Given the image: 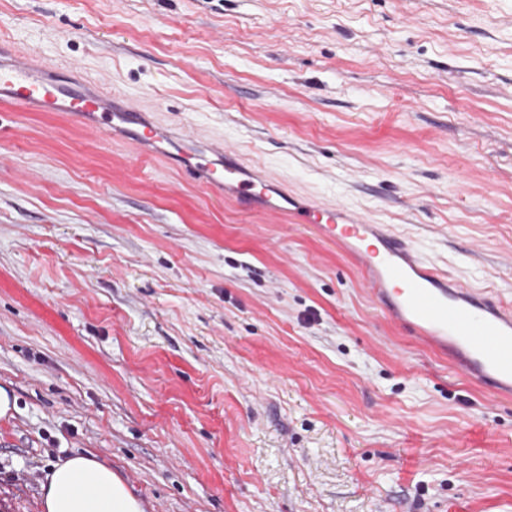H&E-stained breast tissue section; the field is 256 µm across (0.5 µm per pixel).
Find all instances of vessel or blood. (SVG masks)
<instances>
[{"mask_svg": "<svg viewBox=\"0 0 512 512\" xmlns=\"http://www.w3.org/2000/svg\"><path fill=\"white\" fill-rule=\"evenodd\" d=\"M22 110L63 112L86 128L107 134L124 126L134 144L159 139L156 125L140 108L122 101L103 84L73 86L43 75L29 55L13 53L0 62V92ZM185 168L208 187L231 192L242 209L276 211L265 170H250L241 154L220 142H207L185 154ZM296 221L315 224L362 262L373 297L394 322L416 340L449 356L453 366L499 395L512 394V307L463 285L425 259L403 237L381 224H369L344 206L311 202L296 207Z\"/></svg>", "mask_w": 512, "mask_h": 512, "instance_id": "b4317fda", "label": "vessel or blood"}]
</instances>
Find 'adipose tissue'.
I'll list each match as a JSON object with an SVG mask.
<instances>
[{"instance_id": "1", "label": "adipose tissue", "mask_w": 512, "mask_h": 512, "mask_svg": "<svg viewBox=\"0 0 512 512\" xmlns=\"http://www.w3.org/2000/svg\"><path fill=\"white\" fill-rule=\"evenodd\" d=\"M42 512H144L111 467L77 453L53 465L41 486Z\"/></svg>"}]
</instances>
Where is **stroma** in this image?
<instances>
[{"mask_svg": "<svg viewBox=\"0 0 512 512\" xmlns=\"http://www.w3.org/2000/svg\"><path fill=\"white\" fill-rule=\"evenodd\" d=\"M0 35L161 137L0 103V512L76 452L146 512H512V400L182 169L223 141L512 302V0H0Z\"/></svg>", "mask_w": 512, "mask_h": 512, "instance_id": "obj_1", "label": "stroma"}]
</instances>
